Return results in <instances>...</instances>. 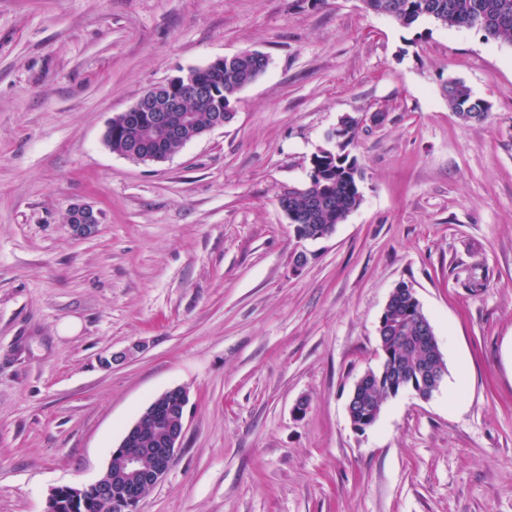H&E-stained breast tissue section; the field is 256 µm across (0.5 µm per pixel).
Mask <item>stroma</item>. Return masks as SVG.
Masks as SVG:
<instances>
[{
  "label": "stroma",
  "instance_id": "stroma-1",
  "mask_svg": "<svg viewBox=\"0 0 512 512\" xmlns=\"http://www.w3.org/2000/svg\"><path fill=\"white\" fill-rule=\"evenodd\" d=\"M243 50L269 64L224 127L159 163L106 144L146 89ZM346 116L363 201L299 242L279 200ZM401 282L446 374L360 432ZM175 386L182 449L139 512H512L511 43L363 0H0V512L94 482ZM443 95L448 106L466 123H482L488 118L484 102L472 96L470 89L459 80H450L443 85ZM67 224L75 235L86 236L95 231L99 224V216L89 207L77 206L69 212Z\"/></svg>",
  "mask_w": 512,
  "mask_h": 512
}]
</instances>
